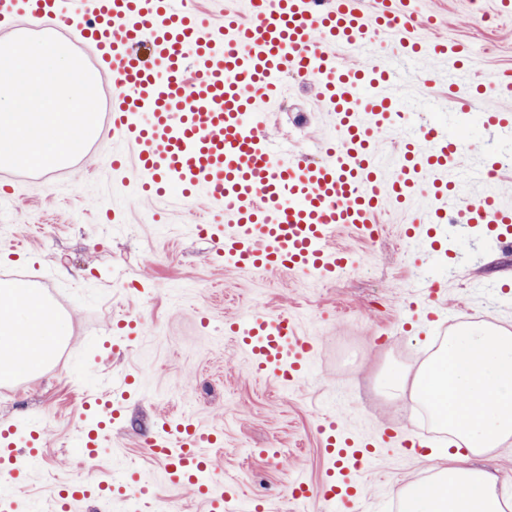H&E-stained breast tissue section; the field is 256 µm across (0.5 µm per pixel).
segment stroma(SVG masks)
<instances>
[{"mask_svg": "<svg viewBox=\"0 0 512 512\" xmlns=\"http://www.w3.org/2000/svg\"><path fill=\"white\" fill-rule=\"evenodd\" d=\"M413 7L433 17L429 36L469 47L463 65L405 60L390 41L347 53L346 60L396 68L404 80L398 108L411 125L433 117L463 131L461 196L472 203L487 186L468 172L498 143L478 124L461 125L455 99L472 77L512 68V23L487 24L489 0H414ZM286 84L288 98L269 114L266 131L321 159L336 130L317 87L293 75ZM113 146L104 108L90 165L0 170V278L38 285L72 328L66 347L39 373L0 385V430L10 431L16 462L26 471L19 482L0 471V512H53L61 482L99 481L129 466L151 484L139 512H207L182 487L162 480V464L145 446L163 418L177 414L221 430L223 446L209 451L211 476L234 485L241 505L329 512L316 500L303 507L290 500L294 480L316 490L326 480L322 422L339 418L360 438L384 429L419 433L421 409L388 400L383 376L396 368L413 373L447 334V319L512 326V254L483 250L468 238L435 249L429 239L402 237L406 218L389 211V230L379 238L338 234L336 246L355 263L335 281L227 268L192 220L205 213L220 224L223 215L208 213L202 199L134 198L131 184L112 177ZM18 239L25 249L14 248ZM429 279L440 282L431 297L422 288ZM430 302L439 319L422 313ZM257 312L293 319L299 334L317 344L308 373L291 387L257 374L224 332L225 323ZM118 315L143 322L135 339L114 328ZM86 396L111 398L119 415L97 455L78 464L69 451L92 422L82 408ZM41 427L48 439L33 459L27 442ZM422 436L428 446H448L436 429ZM430 468V461L401 450L376 454L362 477L359 512H386L399 490L426 480Z\"/></svg>", "mask_w": 512, "mask_h": 512, "instance_id": "stroma-1", "label": "stroma"}]
</instances>
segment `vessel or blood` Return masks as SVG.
<instances>
[{
    "label": "vessel or blood",
    "mask_w": 512,
    "mask_h": 512,
    "mask_svg": "<svg viewBox=\"0 0 512 512\" xmlns=\"http://www.w3.org/2000/svg\"><path fill=\"white\" fill-rule=\"evenodd\" d=\"M408 2L212 0L222 16L215 23L188 0H0V22L73 23L78 43L95 47L94 65L113 88L109 106L119 144L113 170L134 169L143 198L171 191L186 200L206 197L224 221L199 230L219 244L225 264L330 282L352 264L348 252L331 245L339 229L373 239L381 213L406 212L425 191L436 204L411 215L410 235H431L441 224L450 234L479 235L492 249H512V202L500 193L450 204L463 142L434 119L407 134L406 115L392 107L400 75L344 59L383 37L410 56L436 62L461 56L457 43L424 37ZM290 73L316 80L336 126L322 160L265 131L264 108L283 98ZM482 120L498 138L512 139L511 114L486 112ZM390 131L401 132L404 142L400 170L391 176L377 157V141ZM225 331L248 351L256 371L285 385L302 377L314 351L281 316L251 314ZM320 434L333 463L322 495L353 512L374 450L333 418ZM219 438L181 416L164 421L149 443L167 478L207 502L210 512H223L225 498L235 494L228 485L223 497H212L200 479ZM94 487L91 480L68 484L54 512H70L71 501L89 499Z\"/></svg>",
    "instance_id": "obj_1"
}]
</instances>
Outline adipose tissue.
<instances>
[{"label":"adipose tissue","mask_w":512,"mask_h":512,"mask_svg":"<svg viewBox=\"0 0 512 512\" xmlns=\"http://www.w3.org/2000/svg\"><path fill=\"white\" fill-rule=\"evenodd\" d=\"M69 334L35 289L0 281V367L30 376ZM382 390L393 400L416 399L450 436L431 482L406 484L400 512H505L495 477L472 461L512 439V328L453 325L414 375L390 374Z\"/></svg>","instance_id":"adipose-tissue-1"}]
</instances>
